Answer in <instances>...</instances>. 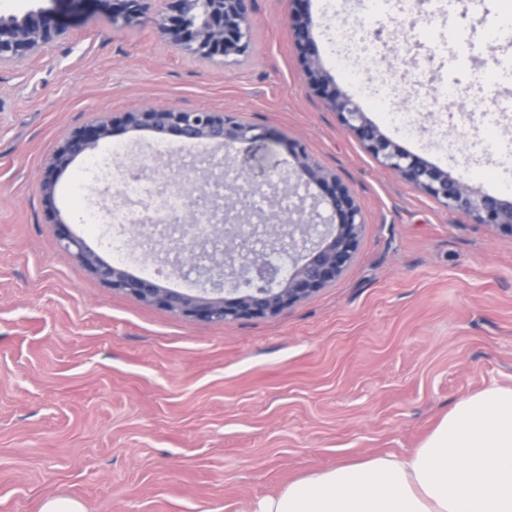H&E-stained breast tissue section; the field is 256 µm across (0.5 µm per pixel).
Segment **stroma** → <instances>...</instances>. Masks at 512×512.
Returning a JSON list of instances; mask_svg holds the SVG:
<instances>
[{
    "label": "stroma",
    "mask_w": 512,
    "mask_h": 512,
    "mask_svg": "<svg viewBox=\"0 0 512 512\" xmlns=\"http://www.w3.org/2000/svg\"><path fill=\"white\" fill-rule=\"evenodd\" d=\"M494 0H389L399 27L365 19L356 0H309L312 33L339 90L408 153L512 197V166L462 138L512 147V32L491 35ZM164 0L137 25L98 12L43 55L0 68V512H40L51 498L84 512H254L258 500L310 474L421 446L460 399L512 385V237L437 201L383 168L301 76L291 0H255L252 52L237 62L187 56L158 30ZM433 20L420 26L422 16ZM381 28L374 56L393 104L452 84L463 95L416 113V135L371 103L369 77L349 80L331 54L337 22ZM404 44V59L391 50ZM151 106L207 109L269 130L248 156L124 128ZM497 110L495 122L484 113ZM115 121L57 174L53 208L41 180L57 148L100 117ZM303 145L358 197L366 215L354 262L310 298L264 317L213 323L142 304L108 288L58 246V227L104 261L84 224L119 199L123 173L170 172L223 184L243 161L273 183L300 181ZM180 227L126 262L164 264L166 288L206 287L173 262Z\"/></svg>",
    "instance_id": "stroma-1"
}]
</instances>
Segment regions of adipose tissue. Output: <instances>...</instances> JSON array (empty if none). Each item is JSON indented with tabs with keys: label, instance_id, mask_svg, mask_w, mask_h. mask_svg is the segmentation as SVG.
<instances>
[{
	"label": "adipose tissue",
	"instance_id": "obj_1",
	"mask_svg": "<svg viewBox=\"0 0 512 512\" xmlns=\"http://www.w3.org/2000/svg\"><path fill=\"white\" fill-rule=\"evenodd\" d=\"M255 512H512V386L459 400L411 453L312 474Z\"/></svg>",
	"mask_w": 512,
	"mask_h": 512
}]
</instances>
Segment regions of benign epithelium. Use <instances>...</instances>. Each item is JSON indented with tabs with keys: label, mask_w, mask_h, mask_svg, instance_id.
<instances>
[{
	"label": "benign epithelium",
	"mask_w": 512,
	"mask_h": 512,
	"mask_svg": "<svg viewBox=\"0 0 512 512\" xmlns=\"http://www.w3.org/2000/svg\"><path fill=\"white\" fill-rule=\"evenodd\" d=\"M42 7L22 15H0V67L16 66L44 53L64 38L73 22L92 8L108 11L112 26L123 29L140 22L152 0H50ZM169 14L158 21L165 40L177 50L206 61H237L251 52L250 12L254 0H166ZM297 5L291 29L302 63L303 80L336 112L340 121L354 132L382 166L402 180L420 189L450 211L469 215L474 223L493 227L512 236V200L476 193L467 182L412 156L382 133L350 96L333 86L324 69L321 51L311 31V19L305 8L307 0H292ZM122 124L132 130H151L173 135L185 142H217L237 145L244 150L251 143L268 137L261 126L244 123L221 112L183 111L173 107H150L127 112ZM114 121L105 117L73 132L58 148L45 173L42 189L47 204H52L54 174L67 167L73 157L89 145L108 141ZM290 153L305 176V185L321 188L328 197L330 213L324 217L316 208L305 207V198L288 211V242L281 241L278 225L271 224L264 234L280 241L270 245V253L307 252L303 263L292 268L263 259L249 247L257 226L241 222L246 204L237 191L224 194L221 223L214 222L215 201L199 203L207 195L209 184L192 179L196 195L187 197V208L170 220L188 221L194 229L192 238L176 244L179 250L200 242L222 238L220 253L207 255L203 267L210 288L196 293L165 288L146 276H134L123 267L103 261L82 239L59 225L60 246L106 286L141 303L177 312L204 322H225L274 315L316 294L336 281L350 266L359 249L366 224L362 206L336 173L316 163L304 148L294 145Z\"/></svg>",
	"instance_id": "7a95c632"
}]
</instances>
